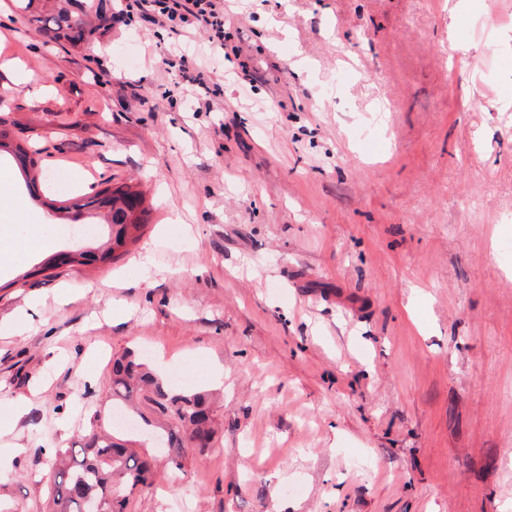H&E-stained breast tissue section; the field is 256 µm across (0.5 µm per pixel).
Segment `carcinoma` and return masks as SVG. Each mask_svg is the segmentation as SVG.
I'll return each mask as SVG.
<instances>
[{
	"label": "carcinoma",
	"instance_id": "1",
	"mask_svg": "<svg viewBox=\"0 0 512 512\" xmlns=\"http://www.w3.org/2000/svg\"><path fill=\"white\" fill-rule=\"evenodd\" d=\"M97 24L88 26L79 15H37L34 21L41 28L54 32L77 45L87 35L104 29L108 17L104 11L96 14ZM7 154L27 173L35 166L27 151L12 142L5 130L0 131V156ZM111 207L112 237L102 250L79 248L72 250L71 264L89 265L115 258V253L138 242L148 223L149 210L141 191L130 186H107L82 203L73 205L74 218L86 211ZM112 397L117 406L137 405L139 418L150 424L145 412L171 425L166 437L173 463L181 468L180 458L185 448L195 441L199 452L214 446L215 434L210 394L206 391L174 392L165 380L154 374L142 357L128 350L112 359ZM52 488L54 512H87L86 503L100 505L99 512H126V492L146 490L153 486L154 477L149 462L107 433L90 431L84 434L77 448L56 452L47 473Z\"/></svg>",
	"mask_w": 512,
	"mask_h": 512
}]
</instances>
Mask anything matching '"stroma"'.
I'll use <instances>...</instances> for the list:
<instances>
[{
  "instance_id": "obj_1",
  "label": "stroma",
  "mask_w": 512,
  "mask_h": 512,
  "mask_svg": "<svg viewBox=\"0 0 512 512\" xmlns=\"http://www.w3.org/2000/svg\"><path fill=\"white\" fill-rule=\"evenodd\" d=\"M43 3L0 0L29 80L0 72V117L52 198L127 182L150 213L123 256L37 275L66 222L21 178L0 197L48 242L0 258V419L28 405L0 512H49L128 349L212 392L216 437L177 461L120 431L159 475L127 512H512V0H224L220 53L142 21L74 47L28 25Z\"/></svg>"
}]
</instances>
